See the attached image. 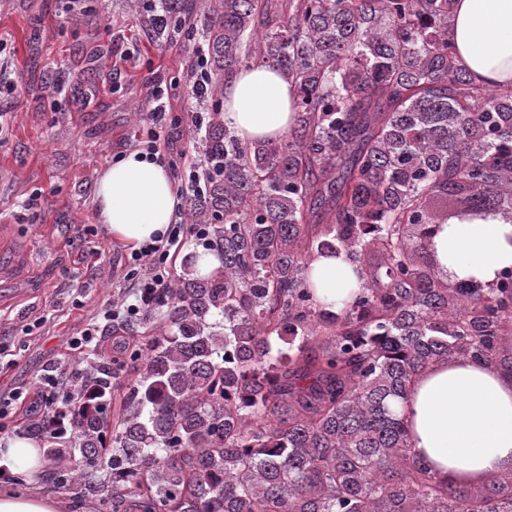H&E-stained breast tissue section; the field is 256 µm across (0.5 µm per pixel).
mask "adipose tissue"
Instances as JSON below:
<instances>
[{"label":"adipose tissue","instance_id":"obj_1","mask_svg":"<svg viewBox=\"0 0 512 512\" xmlns=\"http://www.w3.org/2000/svg\"><path fill=\"white\" fill-rule=\"evenodd\" d=\"M457 60L477 83L512 85V0H454ZM295 118V90L257 67L224 85V120L246 142L283 135ZM180 203L165 168L133 151L111 164L97 185L100 223L131 248L166 232ZM439 276L448 282L496 283L512 268V222L502 217L435 224L428 238ZM346 253L317 257L310 281L321 307L337 311L358 286ZM416 454L444 480L479 486L512 472V371L449 359L413 382L404 407Z\"/></svg>","mask_w":512,"mask_h":512}]
</instances>
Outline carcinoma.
<instances>
[{
  "label": "carcinoma",
  "mask_w": 512,
  "mask_h": 512,
  "mask_svg": "<svg viewBox=\"0 0 512 512\" xmlns=\"http://www.w3.org/2000/svg\"><path fill=\"white\" fill-rule=\"evenodd\" d=\"M454 0H203L205 163L187 201L222 266L196 256L145 315L129 361L85 360L19 430L58 488L97 512H512V473L443 482L409 442L415 378L449 358L512 368V269L449 283L433 224L512 220V88L457 62ZM173 28L193 0H160ZM264 65L296 91L281 137L246 143L224 81ZM346 251L340 313L308 265ZM122 415L110 420L112 391Z\"/></svg>",
  "instance_id": "cac0c4a2"
}]
</instances>
